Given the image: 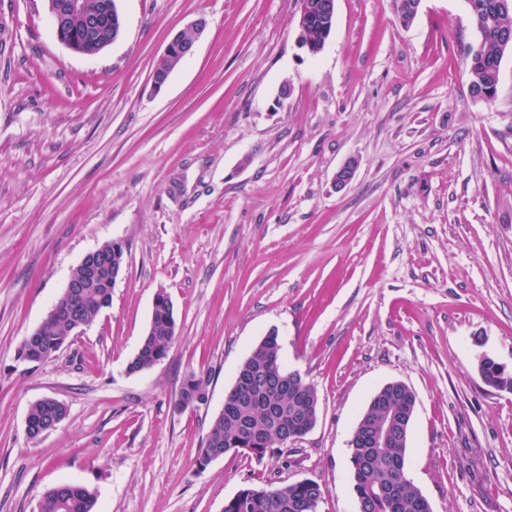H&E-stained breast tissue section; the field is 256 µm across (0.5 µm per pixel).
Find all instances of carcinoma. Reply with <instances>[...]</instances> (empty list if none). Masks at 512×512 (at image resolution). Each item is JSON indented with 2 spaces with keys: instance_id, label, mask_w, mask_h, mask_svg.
<instances>
[{
  "instance_id": "cac0c4a2",
  "label": "carcinoma",
  "mask_w": 512,
  "mask_h": 512,
  "mask_svg": "<svg viewBox=\"0 0 512 512\" xmlns=\"http://www.w3.org/2000/svg\"><path fill=\"white\" fill-rule=\"evenodd\" d=\"M104 0H82V9L67 17L68 30L79 36L84 32L87 17L101 10ZM497 0H467L471 25L476 40L462 46L463 57L471 76L470 93L476 99L491 101L500 82L503 45L512 40V10L500 11ZM329 0H306L307 38L315 43L324 34ZM112 304V277L103 270L85 287L73 307L95 322L98 315ZM173 305L164 292L157 294L155 309L140 346L127 364L130 374L157 365L166 358L176 337ZM37 335L27 336L17 355L43 363L56 356L73 335L68 316L54 314L36 328ZM483 383L491 388L512 390V376L491 367L481 369ZM240 386L231 388L224 398V410L214 419L197 464L204 468L213 455L248 452L264 456L278 437L292 430L314 427L317 421L318 397L314 386L304 380L302 386L281 392L270 386L276 382L289 384L288 371L279 356L276 331H270L258 343L239 369ZM209 378L196 372L183 381L178 406L189 407L195 395L205 392ZM412 394L403 388L391 387L378 394L361 413L350 448L353 488L363 512H427L423 494L407 478L404 469H395L392 461L407 463V436L394 439L387 447L374 451L360 444L366 427H381L386 416L396 411ZM66 416L60 402L38 400L28 409L31 438L40 437ZM322 490L315 482L304 481L271 489L246 487L224 506V512H317ZM97 498L88 487L62 483L47 490L38 512H96Z\"/></svg>"
}]
</instances>
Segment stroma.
Listing matches in <instances>:
<instances>
[{"mask_svg":"<svg viewBox=\"0 0 512 512\" xmlns=\"http://www.w3.org/2000/svg\"><path fill=\"white\" fill-rule=\"evenodd\" d=\"M98 55L59 43L46 0H0V512L63 482L100 512H224L240 489L310 480L318 512H359L352 431L385 384L413 389L407 475L433 512H512V51L493 101L470 95L466 0H336L324 49L298 44V0H118ZM195 52L161 90L171 38ZM288 99H279L282 84ZM356 160L353 182L334 175ZM112 304L37 367L17 359L72 270L103 243ZM177 336L131 374L158 292ZM316 389L317 422L258 458L199 450L270 331ZM206 405L176 401L189 372ZM67 414L32 439L31 403ZM204 26H205V22L203 21V19L195 20L189 26V28L194 29L196 31L195 39H194L195 33L192 30L182 32V36L187 41H192L194 39L193 43L186 44L182 39L181 33L179 32L176 35H174L173 38L168 42L163 54L164 55L178 54V55H182L184 57L192 55L194 52L195 42H196L198 36L200 35V33L203 31Z\"/></svg>","mask_w":512,"mask_h":512,"instance_id":"35a3bbf8","label":"stroma"}]
</instances>
